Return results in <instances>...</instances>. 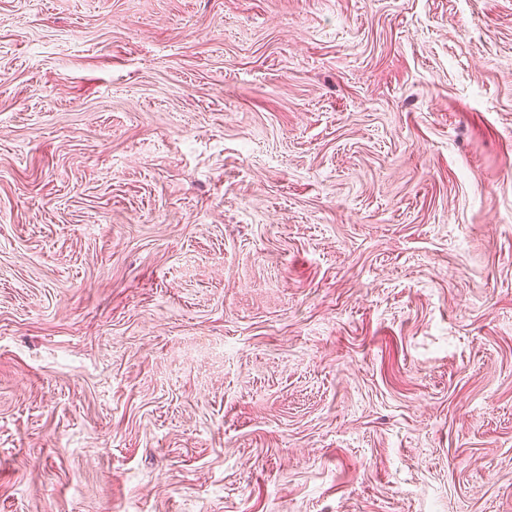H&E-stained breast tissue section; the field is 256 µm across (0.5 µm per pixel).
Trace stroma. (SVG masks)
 Wrapping results in <instances>:
<instances>
[{
	"label": "stroma",
	"mask_w": 512,
	"mask_h": 512,
	"mask_svg": "<svg viewBox=\"0 0 512 512\" xmlns=\"http://www.w3.org/2000/svg\"><path fill=\"white\" fill-rule=\"evenodd\" d=\"M0 512H512V0H0Z\"/></svg>",
	"instance_id": "1"
}]
</instances>
